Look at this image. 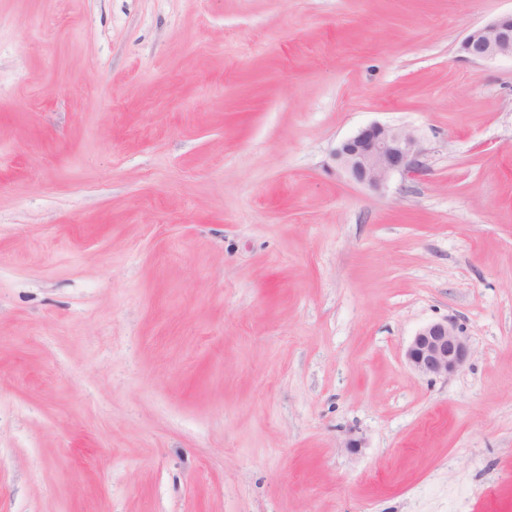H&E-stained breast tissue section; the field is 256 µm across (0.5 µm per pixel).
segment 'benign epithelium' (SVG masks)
Returning <instances> with one entry per match:
<instances>
[{
  "instance_id": "benign-epithelium-1",
  "label": "benign epithelium",
  "mask_w": 512,
  "mask_h": 512,
  "mask_svg": "<svg viewBox=\"0 0 512 512\" xmlns=\"http://www.w3.org/2000/svg\"><path fill=\"white\" fill-rule=\"evenodd\" d=\"M459 50L479 62L512 58V13L471 28ZM420 154L412 131L371 123L341 141L334 156L350 179L381 190L396 172L414 174L420 167ZM470 354L468 336L456 322L446 319L419 329L406 350V359L420 375L446 377L462 368Z\"/></svg>"
}]
</instances>
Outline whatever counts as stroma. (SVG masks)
Returning a JSON list of instances; mask_svg holds the SVG:
<instances>
[{"instance_id": "35a3bbf8", "label": "stroma", "mask_w": 512, "mask_h": 512, "mask_svg": "<svg viewBox=\"0 0 512 512\" xmlns=\"http://www.w3.org/2000/svg\"><path fill=\"white\" fill-rule=\"evenodd\" d=\"M510 12L0 0V512H512ZM459 50L479 62L512 58V12L471 28L462 38ZM420 154L419 141L412 131L371 123L341 141L334 156L350 179L381 190L396 172L414 174L420 167ZM470 354L468 336L455 321L446 319L419 329L406 350V359L420 375L446 377L462 368Z\"/></svg>"}]
</instances>
